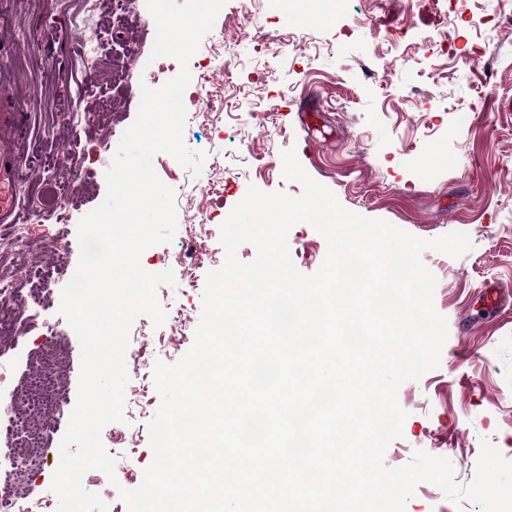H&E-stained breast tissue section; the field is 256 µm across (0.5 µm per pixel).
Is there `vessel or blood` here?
<instances>
[{"instance_id": "b4317fda", "label": "vessel or blood", "mask_w": 512, "mask_h": 512, "mask_svg": "<svg viewBox=\"0 0 512 512\" xmlns=\"http://www.w3.org/2000/svg\"><path fill=\"white\" fill-rule=\"evenodd\" d=\"M28 102L18 100L13 91L0 84V223H14L19 215L16 198L22 158L18 137L27 117Z\"/></svg>"}]
</instances>
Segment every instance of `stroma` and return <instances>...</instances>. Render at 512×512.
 <instances>
[{
    "label": "stroma",
    "instance_id": "stroma-1",
    "mask_svg": "<svg viewBox=\"0 0 512 512\" xmlns=\"http://www.w3.org/2000/svg\"><path fill=\"white\" fill-rule=\"evenodd\" d=\"M126 0H110L99 16L86 14L83 0H0V78L13 80L17 94L38 102L21 141L24 168L50 164L58 184L82 183L74 198L75 218L97 207L107 191L105 172L134 122L146 76L134 53L149 57L152 42L133 50L132 29L154 32L150 13L127 19ZM249 8L255 24L270 28L276 42L260 47L228 27L231 12ZM504 0H341L327 17L320 0H226L213 30L190 61L192 75L230 50L236 77L225 89L216 70L202 98L230 93L228 108L213 121L188 118L186 146L205 155L192 176L170 155L154 159L158 177L175 192L177 231L171 242L147 248V271L172 270L174 285H160L163 308L184 311L183 323L153 326L146 317L132 326L130 342L146 350L149 363L173 364L194 342L208 271L222 266L220 226L249 186L299 196L298 183L284 179V150L295 149L304 170L355 213L390 224L422 239H434L466 224L472 250L459 258L427 250L422 261L436 278L434 305L448 321V338L437 368L403 383L398 403L407 413L402 434L386 449L384 463L398 468L419 450L448 458L457 482L475 475L481 439L491 440L512 461V23ZM80 29L71 32L70 19ZM92 44L102 65H130L127 81L86 93L81 81L83 46ZM46 59L17 80L15 67L30 46ZM474 63H467V56ZM64 79H57V72ZM477 105L467 124L460 108ZM99 115L101 127H70L71 106ZM274 107L273 123L255 114ZM212 193L201 194L206 184ZM54 223L36 226L22 245V261L54 269L53 295L67 283L63 271L77 267V226L65 234L59 255L42 254L39 241ZM291 257L306 275L321 267L327 243L312 226L288 233ZM500 289L507 299L489 309L482 295ZM56 307H40L21 323L23 352L36 357L48 346L71 356L58 375L65 412L78 395L81 348L69 323H57ZM124 419L107 424L102 443L116 460L114 477L98 469L86 475L107 512H127L120 489L138 487L153 452L147 422L161 399L141 392L145 371L128 367ZM127 438L134 456L113 439ZM404 512H479L420 483Z\"/></svg>",
    "mask_w": 512,
    "mask_h": 512
}]
</instances>
